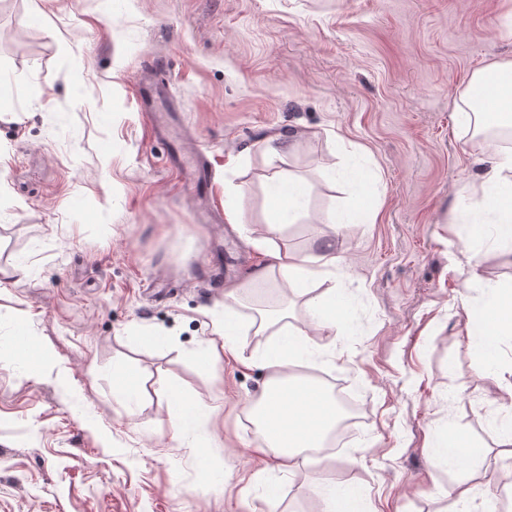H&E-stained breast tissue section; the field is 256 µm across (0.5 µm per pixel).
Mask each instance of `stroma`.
Segmentation results:
<instances>
[{
    "instance_id": "obj_1",
    "label": "stroma",
    "mask_w": 512,
    "mask_h": 512,
    "mask_svg": "<svg viewBox=\"0 0 512 512\" xmlns=\"http://www.w3.org/2000/svg\"><path fill=\"white\" fill-rule=\"evenodd\" d=\"M31 2L0 0V512H322L332 488L369 512H435L437 480L473 487L486 512L512 492L495 448L511 399L461 319L512 267L467 283L453 260L470 219L457 199L487 151L457 134L454 101L474 70L512 57V0H39L40 19ZM154 62L223 223L199 222L132 94ZM355 168L376 179V221L340 228ZM277 170L307 184L278 245L304 255L314 235L335 238L351 264L345 322L310 331L275 275L238 317L289 305L315 353L300 374L367 406L346 447L289 472L246 425L275 331L247 334L236 357L197 356L224 311L223 288H207L219 251L238 280L267 263L248 236ZM173 385L197 407L180 433ZM452 431L483 450L477 467L439 458Z\"/></svg>"
}]
</instances>
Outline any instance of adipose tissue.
Instances as JSON below:
<instances>
[{"instance_id": "obj_1", "label": "adipose tissue", "mask_w": 512, "mask_h": 512, "mask_svg": "<svg viewBox=\"0 0 512 512\" xmlns=\"http://www.w3.org/2000/svg\"><path fill=\"white\" fill-rule=\"evenodd\" d=\"M470 89H462L455 103L456 126L460 133H477L480 127L512 123V88H503L494 108L472 107ZM490 152L477 186L471 190L474 207L480 214L469 229L470 240L461 250L456 264L460 276L471 279L492 264H512V147H502L489 140ZM277 200L264 221L261 233L252 237L255 249L265 251L272 264L256 269L245 278L224 287V314L213 318L214 331L224 339V350L236 353L240 323L236 305L246 289L255 287L270 274H278L284 285L306 295L308 317L322 329L336 326V305L342 300L335 290L323 295H309L310 285L335 281L349 274L344 256L333 241L317 240L311 252L298 256L280 251L276 240L288 224L300 214L306 184L300 177L274 174L270 179ZM479 323L486 335H512V283L495 286L494 295L481 309ZM286 340L259 357L269 373V385L254 403L255 423L262 430L263 447L288 468L306 461L311 453L323 448L327 435L338 420L334 401L314 389L292 385V369L306 353V344L292 342L290 326H282Z\"/></svg>"}]
</instances>
